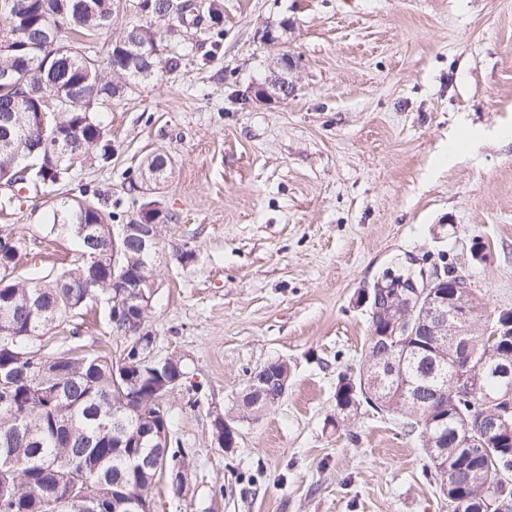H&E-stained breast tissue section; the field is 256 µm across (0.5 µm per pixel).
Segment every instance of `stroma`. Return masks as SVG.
<instances>
[{"instance_id": "stroma-1", "label": "stroma", "mask_w": 512, "mask_h": 512, "mask_svg": "<svg viewBox=\"0 0 512 512\" xmlns=\"http://www.w3.org/2000/svg\"><path fill=\"white\" fill-rule=\"evenodd\" d=\"M217 3L216 42L155 20L158 77L104 107L112 161L74 176L109 194L124 224L142 157L173 163L154 193L174 220L145 327L157 357L183 358L166 409L190 469L181 495L159 489L155 512H454L393 416L365 406L338 420L336 383L364 355L359 291L408 258L452 264L488 310H512V0ZM283 21L285 42L263 43ZM284 53L291 94L256 101L251 86ZM4 197L15 276L77 260L49 232L47 190L0 184ZM88 309L55 335L119 352L103 301ZM275 360L291 368L283 400L237 419L224 451L213 411L231 415L250 373Z\"/></svg>"}]
</instances>
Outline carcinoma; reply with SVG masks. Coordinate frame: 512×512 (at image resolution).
<instances>
[{"label":"carcinoma","instance_id":"obj_1","mask_svg":"<svg viewBox=\"0 0 512 512\" xmlns=\"http://www.w3.org/2000/svg\"><path fill=\"white\" fill-rule=\"evenodd\" d=\"M81 0H0V12L9 11L21 18L27 35L23 41L9 44L0 41V71L15 70L25 78L24 92L29 94L10 112L15 138L12 146L0 148V181L16 180L17 159L30 152L31 144L40 139L41 126L37 109L44 95L63 92L72 98V90L87 82L97 86L96 95L78 99L56 115V133L66 138L70 151L81 155L82 161H107L112 158V139L100 119L102 102L121 95L128 85L145 81L144 71L158 64L153 56L158 32L152 19L167 12V18L179 27L197 26L200 8L195 0H182L185 6L170 10V0H140L145 14L140 16L138 38L142 45L141 60L126 67L124 59L114 54L117 43L127 38L128 30L106 40L94 69H89L85 43L108 33L114 18V0H86L88 6L75 10ZM61 32L62 44L54 47L45 38L48 28ZM59 159L43 154L33 177L57 192L52 213L51 234L73 238L84 259L72 267L37 281L12 278L17 247L0 243V367L16 371L15 376L0 384V512H69L65 495L76 486L102 504L100 512H112V500L152 497L155 484L161 479L163 466L175 456L189 465L182 449L168 448L161 455L155 448L140 441L145 413L144 399L152 391L143 387L127 402L126 415L133 422L129 437L112 440V431L100 429L98 413L112 411L114 395L113 372L119 359L81 352L67 359L66 371L60 372L50 355L66 350L54 349L53 330L62 319L81 314L88 302L98 295L112 299V254L97 248L80 236L76 226L92 224L98 240L112 238L117 214L112 204L97 189L88 186L78 193L68 189L71 174L57 169ZM171 162L161 154L149 155L143 168L165 177ZM132 276L142 281L156 279L160 256L146 258L135 243L126 244L120 257ZM468 296L478 308L475 323L469 325V338L478 344L471 368L485 373L487 394L476 397L452 395L445 382L454 371L452 363L428 353L406 357L403 373L385 380L373 394L374 401L359 395L345 397V404L356 401L358 410L366 405L377 413H393L402 418V428L415 434L422 448H427L428 434H440L448 448V469L455 474L449 496L455 512H488L490 499L512 501V418L492 434V454L476 448L457 447L456 436L463 435L471 417L483 409L495 411L512 404V396L493 374L500 360L512 361V337L493 339L503 316L512 312L485 313L473 289ZM419 389L432 418L439 422L427 430L425 413L415 409L405 389ZM277 394L245 391L236 402L237 413L244 418L263 407L278 405ZM153 455L152 463L140 470L131 469V458L137 454ZM20 465L30 474L32 482L21 503L14 500L15 471L6 461Z\"/></svg>","mask_w":512,"mask_h":512}]
</instances>
